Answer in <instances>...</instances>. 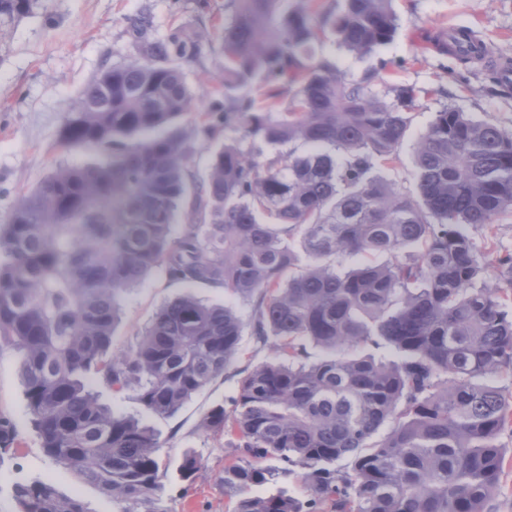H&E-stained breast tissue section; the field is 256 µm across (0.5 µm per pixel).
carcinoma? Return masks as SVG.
<instances>
[{
    "label": "carcinoma",
    "mask_w": 512,
    "mask_h": 512,
    "mask_svg": "<svg viewBox=\"0 0 512 512\" xmlns=\"http://www.w3.org/2000/svg\"><path fill=\"white\" fill-rule=\"evenodd\" d=\"M40 3L0 0V47ZM278 3L225 0L221 18L207 0H172L197 22L163 34L148 3L124 19L128 59L104 62L57 138L106 159L55 165L0 224V354L17 359L44 456L120 512H162L160 445L93 384L164 417L229 371L235 394L202 429L231 438V512H492L512 400L487 380L512 377V253L496 259L505 286L488 285L477 234L512 211V133L443 108L413 147L416 191L400 190L382 169L407 137L413 89L390 101L372 75L315 52L332 35L371 56L397 28L392 0ZM190 65L211 82L201 108ZM257 79L261 93L246 91ZM197 138L223 142L204 176ZM353 255L367 260L349 266ZM155 272L224 289L248 321L187 293L112 353L122 295ZM246 328L274 339L273 360L237 367ZM382 344L397 358L366 352ZM15 441L0 414V455ZM266 460L299 471L310 498L255 494L277 471ZM202 468L187 452L180 476ZM13 500L14 512H88L43 479L15 484Z\"/></svg>",
    "instance_id": "1"
}]
</instances>
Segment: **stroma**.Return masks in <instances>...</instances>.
Listing matches in <instances>:
<instances>
[{"label":"stroma","mask_w":512,"mask_h":512,"mask_svg":"<svg viewBox=\"0 0 512 512\" xmlns=\"http://www.w3.org/2000/svg\"><path fill=\"white\" fill-rule=\"evenodd\" d=\"M146 1L153 5L160 29H167L177 18L187 23L194 20L190 12L174 16L171 0H46L15 25L6 49L0 50V221L13 203L15 190L36 186L52 165L100 161L96 152L58 151L57 134L64 113L104 61L126 57L120 37L124 19ZM393 8L398 28L375 57L359 59L333 39L318 46L316 53L356 79L376 70L378 59L389 60L388 70L376 71L373 90L383 93L392 85L414 89L409 136L397 161L384 171L388 180L410 191L415 185L413 144L438 110L452 108L512 132V94L491 91V61L469 62L466 81L456 82L447 71L451 59L427 48L430 37L457 24L471 28L477 39L486 42L493 59L512 60V0H393ZM183 292L181 285L158 273L131 290L122 303L114 349L133 345L155 312ZM235 386L233 377L216 378L166 418L147 413L130 395L102 391L103 402L138 417L157 435L161 445L158 497L163 512H226L224 465L233 453L228 440L206 434L201 421L207 411L232 395ZM0 412L17 428L14 450L0 458V512H13L15 482L31 478L53 480L61 492L80 497L89 512H119L118 504L93 485L44 457L25 412L17 362L8 353L0 355ZM188 451L204 464L191 482L179 474Z\"/></svg>","instance_id":"obj_1"}]
</instances>
